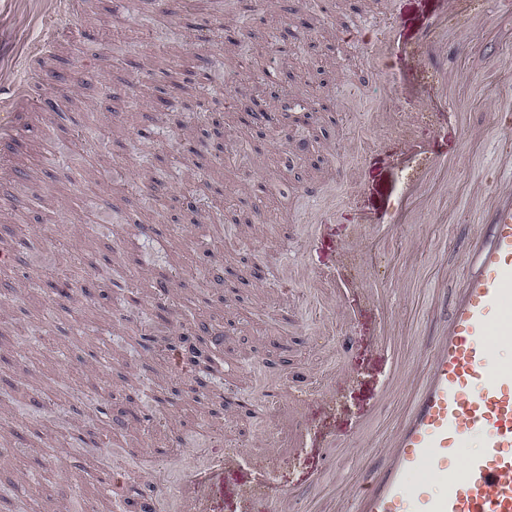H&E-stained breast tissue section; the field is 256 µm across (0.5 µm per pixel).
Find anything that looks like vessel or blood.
I'll return each mask as SVG.
<instances>
[{"label":"vessel or blood","instance_id":"obj_1","mask_svg":"<svg viewBox=\"0 0 512 512\" xmlns=\"http://www.w3.org/2000/svg\"><path fill=\"white\" fill-rule=\"evenodd\" d=\"M480 14L475 0H449L436 26L444 33ZM43 27L45 35L29 47V56H46L70 36L68 28L51 22ZM360 40L391 77L393 92L404 89L401 58L417 59L428 72L438 67L430 32L404 47L395 46L386 33L364 32ZM32 90L28 79L9 94L0 93V137L13 141L24 135L18 107ZM494 107L493 127L511 132L512 93L501 92ZM406 160L411 175L395 217L399 224L413 223L427 205V186L447 181L456 165L411 141ZM463 256L467 273L449 319L432 341L415 348L422 376L414 380L402 366L394 368L397 382L410 383L412 398L385 445L384 466L369 483L339 487L352 512H512V183L489 195ZM235 462L227 454L212 457L184 471L178 484L150 488L143 496L145 512H157L167 500L177 501L183 512H217L224 471ZM265 495L271 498V512H287L290 492L263 468L244 497Z\"/></svg>","mask_w":512,"mask_h":512}]
</instances>
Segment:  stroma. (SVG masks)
Masks as SVG:
<instances>
[{
	"mask_svg": "<svg viewBox=\"0 0 512 512\" xmlns=\"http://www.w3.org/2000/svg\"><path fill=\"white\" fill-rule=\"evenodd\" d=\"M439 0H332L331 18L308 0H179L171 15L154 0H86L79 15L60 16L87 38L60 44L50 66L81 65L80 84L59 109L27 114L14 155L21 181L0 180V242L12 245L0 270V512H139L130 493L117 504L102 495V469L121 467L130 484L176 482L193 451L249 444V458L224 479L221 512H237L238 493L254 466L275 411L298 407L318 434L335 438L328 453L308 448L302 460H273L278 485L297 490L290 512H314L331 487L324 459L362 483L381 463L384 440L406 411L411 390L390 388L392 360L373 346L381 315L361 293L341 292L347 348L324 325L332 316L331 280L349 266L355 227L376 231L367 263L398 310L395 331L404 360L419 334L442 315L465 269L461 240L474 216L470 198L512 182L499 144L487 134L499 81L512 84V12H496L474 31L467 53L448 59V95L470 120L462 135L434 102L429 73L406 66L424 87L392 94L384 75L353 39L371 22L391 23L399 42L414 41L439 11ZM40 0H0V79L8 78L22 39L34 38L29 12ZM111 68L100 69V59ZM250 97L311 102L304 125L281 112L283 127L304 144L282 164L276 132L235 121L228 87ZM415 119V137L434 154H455L449 184H432L434 209L398 233L385 232L405 172L395 128L374 127L378 104ZM360 137L365 155L354 171L362 190L346 198L339 177L345 147ZM159 183L156 196L144 187ZM322 185L336 206L322 226L307 223L303 194ZM220 185L225 200L210 189ZM141 224L157 227L142 239ZM222 261L223 280L209 268ZM306 261L315 287L286 289L246 280L257 268L284 273ZM188 328L207 347L224 341L219 370L171 369L157 354L167 328ZM311 381L346 407L295 405L275 389ZM254 407L228 411L224 393Z\"/></svg>",
	"mask_w": 512,
	"mask_h": 512,
	"instance_id": "obj_1",
	"label": "stroma"
}]
</instances>
